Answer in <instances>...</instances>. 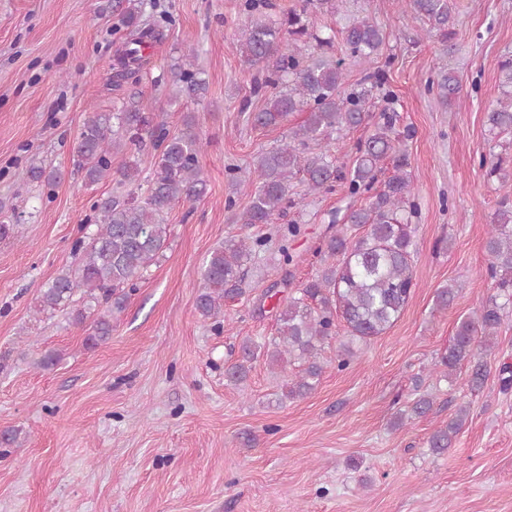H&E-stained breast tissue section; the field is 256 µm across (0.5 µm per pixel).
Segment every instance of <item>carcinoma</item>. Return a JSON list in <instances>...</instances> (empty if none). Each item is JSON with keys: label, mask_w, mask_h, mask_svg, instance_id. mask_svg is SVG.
<instances>
[{"label": "carcinoma", "mask_w": 512, "mask_h": 512, "mask_svg": "<svg viewBox=\"0 0 512 512\" xmlns=\"http://www.w3.org/2000/svg\"><path fill=\"white\" fill-rule=\"evenodd\" d=\"M406 6L427 22V32L446 42L455 35V18L450 0H405ZM120 26L128 36L116 50L110 84L120 90L140 83L149 65L144 54L150 41L159 38L156 24L142 20L136 0H115ZM320 7L316 0H302L298 10L272 18L271 0H241L240 10L247 22L242 31V61L257 72L255 90L265 92V104L254 114V123L276 126L293 112H308L288 140L260 151L253 163L258 182L249 205L233 211L235 201L228 199L231 221L249 227L270 224L291 204V182L300 177L314 193L329 190L333 183H348L352 197L369 194L364 205L350 209L340 217L333 213L327 233L317 247L320 268L297 289V295L285 301L276 314L277 335L263 343L251 340L239 346L235 362L224 370V377L235 386L244 384L252 364L264 358L271 366L299 361L302 369L283 385L278 401L303 398L317 386L323 373L320 355L323 346L336 338V316L346 322L350 338L339 343L337 369L347 368L354 357L353 341L382 334L399 318L414 286L412 258L414 228L411 218L414 200L409 159L403 141L395 130L394 96L387 91L374 130L360 143L353 167L344 171L336 157L325 150L309 151V143L332 133L354 129L373 117L374 90L383 89L381 76H367L370 83L346 89L345 62L333 54L334 37H320L309 29L308 12ZM347 55L358 62L372 63L385 44L381 28L366 17H356L344 28ZM300 42L312 44L313 55L298 51ZM500 85L505 98L487 113L489 132H512V55L500 66ZM162 80L169 85L168 104L180 100L205 98L208 81L194 62L193 50L168 66ZM436 90L442 103L456 99L462 90L452 71L437 75ZM196 116L186 113L183 129L171 132L164 114L152 116L142 111L140 94L133 92L112 112L88 113L73 148V166L92 185L112 176V154L125 152L133 157L119 172L118 184L129 190L99 199L91 206L79 230H96L74 243V265L63 270L41 291L40 311L69 310L72 323L86 328V347L94 348L112 336V316L125 308L137 280L166 249L167 231L163 214L180 203H193L207 192V183L199 169L198 157L204 143L195 131ZM155 152L154 169L147 180V192L137 196L139 167L134 161L145 147ZM393 175L383 187L373 191L386 162ZM512 156L496 154L481 157L480 166H489L488 175L507 178ZM26 175L47 186L59 176L39 166H30ZM363 230L357 235V230ZM265 246L261 237L239 234L224 240L211 251L200 271V288L195 310L204 319L221 325L224 299L240 292L245 263L253 252ZM486 249L491 257L490 272L498 278L499 294L483 305L478 316L460 321L448 348L435 366L452 375L469 364L467 383L471 391H480L489 375L482 360L485 339L494 335L512 314V208L498 210L491 225ZM504 301H499V298ZM433 399L421 395L396 416L400 426L404 418L422 417L433 409ZM467 409L459 408L448 425L428 439L435 453L447 450L460 432Z\"/></svg>", "instance_id": "1"}]
</instances>
